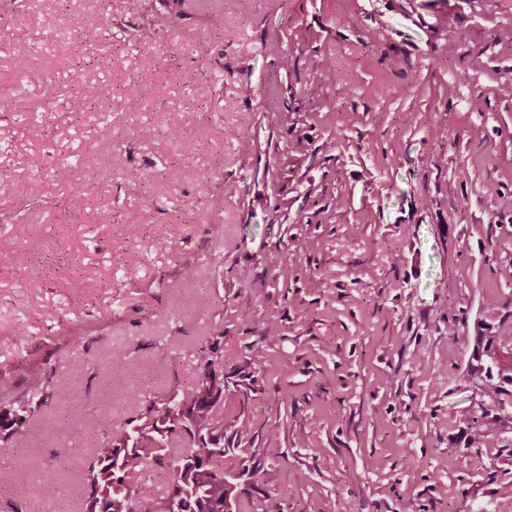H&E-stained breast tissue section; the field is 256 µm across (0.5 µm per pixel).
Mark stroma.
<instances>
[{
  "instance_id": "35a3bbf8",
  "label": "stroma",
  "mask_w": 512,
  "mask_h": 512,
  "mask_svg": "<svg viewBox=\"0 0 512 512\" xmlns=\"http://www.w3.org/2000/svg\"><path fill=\"white\" fill-rule=\"evenodd\" d=\"M0 97V396L58 387L0 503L78 512L68 411L128 426L214 351L237 512H512L467 374L480 322L512 361V0H16Z\"/></svg>"
}]
</instances>
